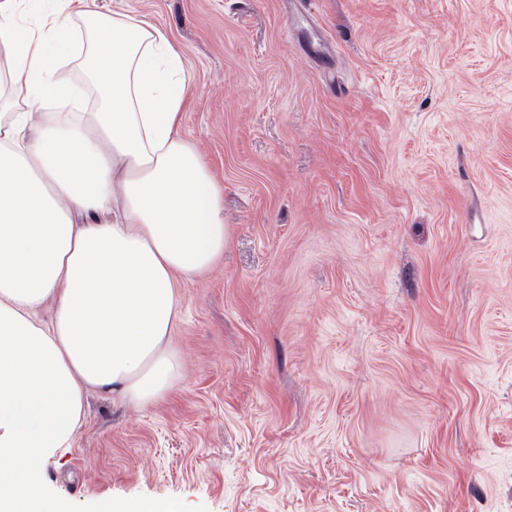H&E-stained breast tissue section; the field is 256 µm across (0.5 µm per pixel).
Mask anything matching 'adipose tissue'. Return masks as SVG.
I'll return each mask as SVG.
<instances>
[{
    "label": "adipose tissue",
    "mask_w": 512,
    "mask_h": 512,
    "mask_svg": "<svg viewBox=\"0 0 512 512\" xmlns=\"http://www.w3.org/2000/svg\"><path fill=\"white\" fill-rule=\"evenodd\" d=\"M191 94L161 26L0 0V512H61L39 475L89 390L141 407L183 372L180 284L227 243L224 188L182 133Z\"/></svg>",
    "instance_id": "ef3b65f1"
}]
</instances>
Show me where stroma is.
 Segmentation results:
<instances>
[{
    "instance_id": "stroma-1",
    "label": "stroma",
    "mask_w": 512,
    "mask_h": 512,
    "mask_svg": "<svg viewBox=\"0 0 512 512\" xmlns=\"http://www.w3.org/2000/svg\"><path fill=\"white\" fill-rule=\"evenodd\" d=\"M167 30L228 241L69 512H512V0H97ZM131 506V505H130ZM102 511L95 512H183L179 502L175 500H142L127 505L121 511L113 510L111 503L105 504Z\"/></svg>"
}]
</instances>
